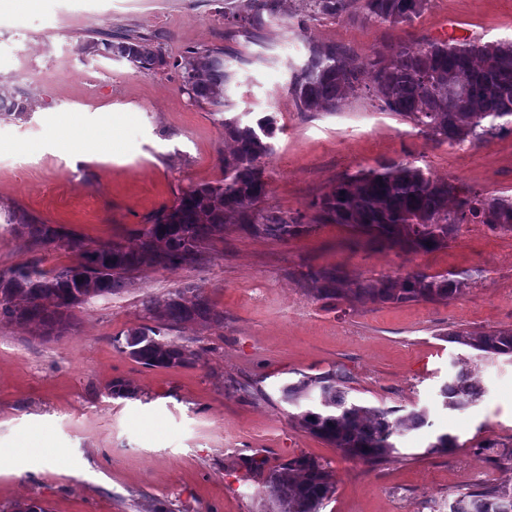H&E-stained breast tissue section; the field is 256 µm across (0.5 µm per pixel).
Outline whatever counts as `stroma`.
<instances>
[{
	"label": "stroma",
	"mask_w": 512,
	"mask_h": 512,
	"mask_svg": "<svg viewBox=\"0 0 512 512\" xmlns=\"http://www.w3.org/2000/svg\"><path fill=\"white\" fill-rule=\"evenodd\" d=\"M132 29L171 59L189 48L239 53L228 96L245 120L277 122L266 171L267 210L313 218V200L345 172L380 161H413L433 175L489 195L512 196V131L461 146L427 140L362 95L326 114L297 111L286 92L305 39L347 45L358 58L409 37L512 40V0H431L412 27L314 20L287 0L281 19L254 40L224 22V0H0V83L29 110L0 120V273L34 259L52 268L74 253L35 248L9 227L13 212L57 224L88 241L133 243L142 224L192 186L223 179L224 137L215 107L194 102L178 70L141 72L79 46L106 30ZM73 123L83 142L69 158L57 128ZM349 278L479 272L445 304L348 306L301 286L308 267ZM192 283L220 325L185 326L202 350L194 364L147 368L119 347L144 322L143 293ZM58 338L0 322V512L35 502L45 512H264L267 470L305 454L335 477L319 512H450L477 484L512 481L480 449L512 443V357L480 356L451 342L456 328H512V233L462 225L448 248L401 253L366 243L340 224L277 242L228 226L207 260L175 270L144 268L119 295L75 312ZM341 367L350 398L425 413L397 438L398 458L347 460L288 418L280 386ZM483 389L463 410L439 390L461 368ZM124 381L129 398L111 386ZM452 454L426 448L440 433ZM265 462L256 469L254 460Z\"/></svg>",
	"instance_id": "obj_1"
}]
</instances>
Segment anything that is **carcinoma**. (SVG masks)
Listing matches in <instances>:
<instances>
[{"label":"carcinoma","instance_id":"cac0c4a2","mask_svg":"<svg viewBox=\"0 0 512 512\" xmlns=\"http://www.w3.org/2000/svg\"><path fill=\"white\" fill-rule=\"evenodd\" d=\"M282 0H224V19L255 38L281 16ZM301 10L320 19H357L364 25L413 26L430 0H298ZM81 51L124 59L140 71L173 65L182 71L191 97L216 108L228 107L233 80L222 48H190L170 62L152 41L131 31L107 33L86 41ZM306 57L291 69L288 94L301 112H329L361 89L373 105L417 129L428 140L455 146L484 139L496 121L512 125V42L408 40L386 44L358 61L343 44L306 39ZM26 98L0 85V116L21 117ZM231 149L221 159L224 179L192 187L163 206L136 232V243L91 245L55 224L14 222L36 246L55 245L79 256L75 265L45 269L37 260L0 274V320L35 325L45 336H61L75 324L74 309L99 297L118 295L133 285L143 267L197 266L236 225L246 234L287 241L309 233L314 225L261 204L268 193L266 159L273 152V118L252 124L239 115L221 120ZM315 222L342 224L370 242L397 252H431L448 247L463 224H484L512 232V196L487 195L436 178L412 162H379L345 173L331 190L311 203ZM303 286L319 300L350 305L446 303L467 292L473 274H405L347 282L338 268H309ZM141 310L147 323L128 330L121 352L148 368H177L195 362L199 340L175 342L168 332L187 324L224 322L202 289L185 285L163 297L145 293ZM451 341L488 355L512 356V328L448 333ZM349 373L336 368L323 375H301L284 384L281 401L289 419L338 449L350 460L368 465L396 458L401 431L427 424L422 412L399 414L394 407L366 406L349 398ZM482 394L468 373L459 371L440 388L445 406L462 410ZM457 439L435 437L429 453H451ZM487 460L512 469V446L489 442ZM335 479L318 460L294 456L266 476L263 493L284 512H319L333 494ZM451 512H512V484L476 486L462 493Z\"/></svg>","mask_w":512,"mask_h":512}]
</instances>
